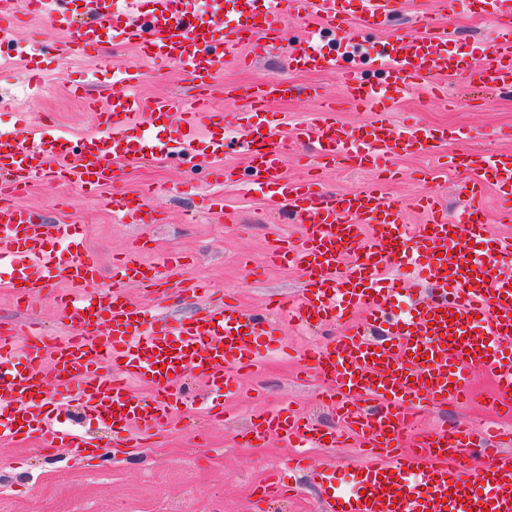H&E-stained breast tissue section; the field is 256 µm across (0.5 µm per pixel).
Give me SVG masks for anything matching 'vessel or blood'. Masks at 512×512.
Returning a JSON list of instances; mask_svg holds the SVG:
<instances>
[{"label": "vessel or blood", "instance_id": "1", "mask_svg": "<svg viewBox=\"0 0 512 512\" xmlns=\"http://www.w3.org/2000/svg\"><path fill=\"white\" fill-rule=\"evenodd\" d=\"M26 4L30 13L50 21L69 8L81 14L60 47L62 57L92 54L117 38L138 45L140 62L121 77L129 85L145 77L148 62L160 59L204 87L226 60L240 59L242 48L275 41L283 14L340 30L346 44L343 63L314 45L289 55L290 66L298 70L337 69L347 102L370 114L359 124L341 125L334 101L325 99L309 120L294 127L293 140L306 145L321 166L377 169L389 156L446 149L449 142L469 138L465 131L450 134L415 123L399 129L388 117L397 104L396 91L436 89L461 74L458 55L448 49V29L437 22L379 42L376 53L391 81L380 91L363 81L366 55L350 26L347 0H210L206 14L188 11L182 0ZM361 4L362 23L379 28L398 11V0ZM480 8L499 28L477 67L479 80L491 90L511 89L512 0H480ZM225 13L230 23L220 35L215 19ZM292 91L288 81L269 79L249 94L252 114ZM208 101L204 90L191 99L150 102L131 92L113 96L98 115L96 131L74 148L67 138L47 137L35 127L0 128V267H14L7 286L19 301L66 283L57 302L69 326L60 338L34 332L23 340L15 327L0 326V362L18 351L27 361L21 370L0 369L1 439L35 438L43 451L66 448L78 457L98 450L93 439L58 426L65 400L43 398L52 381L62 391H74L94 419L119 438L121 448L137 447L140 436L163 429L184 404L187 376L205 380L219 395L233 394L237 377L258 370L262 350L275 343L273 320L209 297L205 284L175 253L161 270L143 267L135 253H126L113 260L110 285L96 289L100 268L80 226L64 220L44 223L15 201L35 176L50 174L92 189L115 182L121 163L146 159L155 150L177 158L222 159L220 136L201 144L185 135L134 143L123 133L126 124L145 119L154 125L172 112L195 124ZM242 131L252 185H279L281 204L301 226L297 238L276 240L269 253L272 262L299 267L306 275L298 320L322 325L358 312L364 323L383 332L379 340L345 333L309 354L340 413L342 432L326 433L285 408L256 415L244 441L261 444L275 437L302 450L356 440L370 459L356 491L343 490L334 475L313 469L325 486L326 512H512V459L490 456L484 431L465 424L435 428L412 448L401 447L424 405L469 397L475 370L495 377L492 406L512 408V270L496 262L512 255V237L489 240L476 205L489 183L512 197V153L448 151L446 167L467 175L463 192L469 207L452 217L435 197L422 195L416 206L428 219L410 225L400 202L387 198L380 184L336 194L314 182L284 180L275 130L247 122ZM112 207L123 220H153L134 196L114 195ZM394 267L412 268L431 290L401 313L394 307L406 290L403 279L388 277ZM131 283L156 302L174 294L192 300L197 309L187 317L148 316L131 301ZM105 317L112 324L108 334L100 329ZM138 383L151 386L152 394H138Z\"/></svg>", "mask_w": 512, "mask_h": 512}]
</instances>
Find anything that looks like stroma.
Listing matches in <instances>:
<instances>
[{"label":"stroma","mask_w":512,"mask_h":512,"mask_svg":"<svg viewBox=\"0 0 512 512\" xmlns=\"http://www.w3.org/2000/svg\"><path fill=\"white\" fill-rule=\"evenodd\" d=\"M12 23L19 45L6 64L0 65V126L13 125L18 117L43 127L47 134H62L79 141L94 132L95 123L81 98L71 95L73 87L88 85L90 93L111 87L112 68L137 61L136 49L115 46L97 57L61 58L55 52L66 37L63 26L27 14L24 0H15ZM452 34L451 50L464 63L462 76L448 81L446 99L417 90L401 96L390 114L394 125L414 121L421 125L461 127L469 130L473 146L492 152L512 151V90L493 94L479 86L474 65L481 51L494 39L498 23L486 18L472 22L459 10L439 18ZM275 48L248 66L225 64L218 84L250 86L274 77L288 79L296 88L288 98L271 103L263 120L276 128V143L285 154V172L294 179H312L335 193L367 186L372 173L349 168H321L302 157L291 142L292 127L308 118L318 103L308 95L318 88L322 96L340 98L335 72H294L288 67L291 50L303 47L302 21L285 17L279 24ZM34 39L45 50L38 60L40 83L30 80L22 47ZM146 78L135 92L145 99L186 96L193 84L175 64L148 66ZM215 107L224 114V158L217 169H236L238 180L227 182L208 175V162L197 169L166 156L121 164L119 178L97 192L64 183L56 178L36 177L21 194L24 204L38 217L52 221L63 217L82 225L90 251L103 269H110L112 257L128 249L140 252L145 263L156 264L169 250L180 251L184 263L205 277L214 291L234 299L245 311L259 312L268 298L283 297L296 302L303 289L299 270L265 264L269 242L280 234H293L298 227L266 195L246 184V147L239 123L247 110L240 98L216 93ZM433 154L391 157L389 166L397 177L386 186L389 198L407 206L409 223H424L425 217L412 210V200L421 194L437 196L448 215H456L464 204L460 186L464 176L453 170L427 181L424 170L433 167ZM145 192L147 210L155 217L150 224H131L114 219L110 200L113 192ZM220 197L223 214L205 209L211 197ZM39 318L51 335L65 332L50 294L22 305L0 286V324L24 327ZM342 323L302 330L282 325V346L267 353L263 370L244 382L241 397L232 403L223 423L208 421L198 402L207 395L201 381L189 383L190 404L177 411L169 429L147 441L138 454L106 458L76 459L66 451L53 455L41 452L40 443L0 440V512H320V491L300 471L290 473L297 485L293 500L276 503L258 501L254 488L265 470L285 467L292 450L276 439L261 447H244L240 435L250 425L252 413L291 404L313 421L332 428L336 415L322 396L317 380L300 374L304 353L315 343L330 342L342 331ZM319 464L332 466L345 488L356 486L362 460L353 448H313L309 451Z\"/></svg>","instance_id":"stroma-1"}]
</instances>
